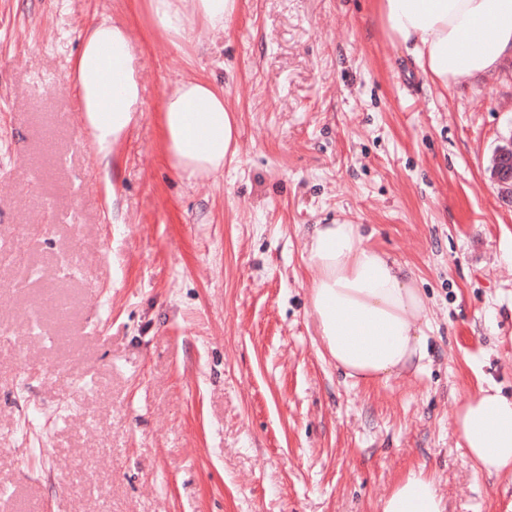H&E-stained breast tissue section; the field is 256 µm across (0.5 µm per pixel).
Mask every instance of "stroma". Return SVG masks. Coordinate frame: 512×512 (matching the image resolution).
<instances>
[{
    "instance_id": "stroma-1",
    "label": "stroma",
    "mask_w": 512,
    "mask_h": 512,
    "mask_svg": "<svg viewBox=\"0 0 512 512\" xmlns=\"http://www.w3.org/2000/svg\"><path fill=\"white\" fill-rule=\"evenodd\" d=\"M104 13L134 30L144 100L111 169L67 78ZM193 40L143 0H0V512H380L418 464L447 512H512L453 424L478 385L512 396V205L489 172L512 59L432 85L373 0H242ZM188 71L238 120L214 180L160 150ZM338 219L414 272L422 370L367 389L323 355L303 249Z\"/></svg>"
}]
</instances>
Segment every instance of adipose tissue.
<instances>
[{"instance_id":"adipose-tissue-1","label":"adipose tissue","mask_w":512,"mask_h":512,"mask_svg":"<svg viewBox=\"0 0 512 512\" xmlns=\"http://www.w3.org/2000/svg\"><path fill=\"white\" fill-rule=\"evenodd\" d=\"M153 30L173 46L197 28L223 31L241 0H145ZM387 39L402 47L434 84L446 87L497 71L512 57V0H375ZM68 79L80 126L110 160L143 110L135 44L128 25L103 16L81 34ZM168 165L190 179H214L238 152L234 111L215 81L181 75L160 109ZM309 314L328 357L354 383L388 381L428 357V308L415 276L374 247L362 225H314L305 243ZM455 430L476 472L512 478V399L495 387L458 400ZM381 512H446L435 476L409 469Z\"/></svg>"}]
</instances>
